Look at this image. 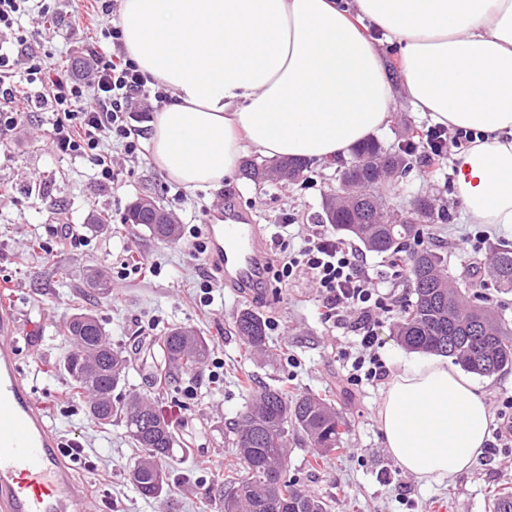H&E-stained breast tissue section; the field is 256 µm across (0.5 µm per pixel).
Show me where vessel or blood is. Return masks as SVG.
<instances>
[{"label":"vessel or blood","mask_w":512,"mask_h":512,"mask_svg":"<svg viewBox=\"0 0 512 512\" xmlns=\"http://www.w3.org/2000/svg\"><path fill=\"white\" fill-rule=\"evenodd\" d=\"M209 260L224 280L248 293L265 280L268 247L250 217L206 227ZM19 320L0 298V512H92L84 483L61 451L43 407L19 371L14 337Z\"/></svg>","instance_id":"1"}]
</instances>
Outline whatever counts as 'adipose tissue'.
<instances>
[{
	"label": "adipose tissue",
	"mask_w": 512,
	"mask_h": 512,
	"mask_svg": "<svg viewBox=\"0 0 512 512\" xmlns=\"http://www.w3.org/2000/svg\"><path fill=\"white\" fill-rule=\"evenodd\" d=\"M126 55L170 94L153 164L193 192L246 148L328 161L385 128L394 82L432 123L478 133L453 157L474 224L512 228V0H120ZM399 47L389 68L366 33ZM378 422L398 466L428 483L468 471L490 434L484 394L446 359L397 362Z\"/></svg>",
	"instance_id": "obj_1"
}]
</instances>
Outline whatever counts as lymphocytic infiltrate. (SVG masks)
Masks as SVG:
<instances>
[{
  "mask_svg": "<svg viewBox=\"0 0 512 512\" xmlns=\"http://www.w3.org/2000/svg\"><path fill=\"white\" fill-rule=\"evenodd\" d=\"M104 35L112 42L111 54L89 49L85 68L72 72L48 66L31 43L17 40L13 51H0V99L9 103L21 95L52 112L53 152L87 160L98 181L111 185L119 181L121 171L105 152V142L118 141L127 157H137L140 132L131 123L133 112L152 111L154 103L166 101L167 95L127 58L119 23H110ZM90 97L95 100L91 106L86 103ZM267 269L280 284L306 275L320 298V319L358 333L357 350L342 355L350 365L347 385L384 380L387 370L375 352L376 327L389 306L356 249L315 224L299 248L279 240Z\"/></svg>",
  "mask_w": 512,
  "mask_h": 512,
  "instance_id": "obj_1",
  "label": "lymphocytic infiltrate"
}]
</instances>
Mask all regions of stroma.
Masks as SVG:
<instances>
[{"label": "stroma", "instance_id": "35a3bbf8", "mask_svg": "<svg viewBox=\"0 0 512 512\" xmlns=\"http://www.w3.org/2000/svg\"><path fill=\"white\" fill-rule=\"evenodd\" d=\"M59 22L23 16L18 33L0 34V43L14 44L16 35L52 52L57 64L70 65L86 49L111 52L104 39L105 20L96 0H58ZM52 115L28 111L17 129L0 132V287L14 296L24 340L17 359L26 384L44 403L47 422L63 441L82 448L74 463L77 478L91 494L96 512H221L224 476L234 461L230 423L250 403L244 374L254 381L280 387L289 394L326 396L346 422L343 451L315 463L314 449L291 440L285 480L312 490L331 504V512H489L491 496L512 489V447L484 449L474 466L451 480L423 483L403 472L383 445L378 410L383 385L348 389L339 354L356 347L354 333L329 327L317 313V295L306 281L266 288L257 297L215 285L213 301L199 302L198 285L212 267L194 260L187 239L163 242L143 226L128 224L124 214L137 197L149 195L173 212L180 230L207 223L216 203L252 215L266 241L287 231L298 244L308 225L320 223L326 196L333 193L343 160L309 162L305 180L290 184H256L234 174L218 188L181 193L151 161L149 150L138 159L125 157L118 142H107L123 175L119 182H98L85 160L55 155L50 145ZM430 122L416 112L404 94L396 96L391 124L376 133L383 146L398 145L426 130ZM421 153L410 156V168L398 188L387 196L390 206L408 209L416 198L432 199L447 222L425 227L420 241L445 243L448 270L468 283L481 305L512 329V292L482 287L480 263L490 251L512 244V232L485 226L483 251L464 257L461 246L474 235L462 203L455 196L450 160L430 177L422 173ZM105 217V230L92 225ZM293 224H286V217ZM68 224L80 236L60 245L55 228ZM25 264H18V256ZM370 274L387 294L391 312L377 330L381 359L410 357L393 336L395 321L409 295L404 268L366 253ZM112 277V293L87 306L104 326L113 347L129 359L128 388L155 402L176 436L171 455L162 461L168 487L160 497H141L128 474L143 451L130 440L123 422L102 428L86 413L85 397L63 401L68 382L58 367L69 350L58 333L78 305L91 269ZM244 309L267 321L271 353L246 358L235 333V319ZM178 324L197 331L211 347L205 366L164 388L151 384L152 353L147 344Z\"/></svg>", "mask_w": 512, "mask_h": 512}]
</instances>
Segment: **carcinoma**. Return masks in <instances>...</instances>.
Returning a JSON list of instances; mask_svg holds the SVG:
<instances>
[{
	"label": "carcinoma",
	"instance_id": "cac0c4a2",
	"mask_svg": "<svg viewBox=\"0 0 512 512\" xmlns=\"http://www.w3.org/2000/svg\"><path fill=\"white\" fill-rule=\"evenodd\" d=\"M385 149L369 139L353 150L345 166L346 197L328 196L323 205L325 220L339 234L359 241L366 251L395 257L407 254L410 299L395 325L397 341L408 350L453 359L466 371L493 377L512 369L511 331L489 310L474 304L467 289L448 272V257L437 244L415 249L423 226L448 219L435 212L428 198L418 201L415 222L400 223V213L385 208L383 188L407 171V158L390 153L381 169L377 159ZM269 162L255 159L243 165V174L255 183L270 180ZM125 220L144 226L150 235L171 241L179 234L176 224L154 223L153 211L126 212ZM495 288L512 291V246L498 248L484 269ZM88 293H112V278L94 269L86 281ZM235 329L249 352L267 351V323L262 315L242 311ZM59 333L72 346L59 364L69 381V391L89 397L91 419L99 426L125 423L130 439L144 455L129 472V480L145 498L162 495L167 476L160 461L176 444L171 425L152 400L128 390L119 398L114 392L126 386L128 362L124 352L112 348L95 314L78 309L60 326ZM157 369L164 379L174 380L197 371L210 355L208 340L184 327L173 325L159 338ZM232 445L243 470L228 468L224 478V512H329L321 497L283 480L288 455V434L318 449L322 460L341 449L345 421L327 399L315 394L288 395L280 388L263 386L252 393L251 406L232 423ZM491 512H512V491L505 488L492 500Z\"/></svg>",
	"mask_w": 512,
	"mask_h": 512
}]
</instances>
